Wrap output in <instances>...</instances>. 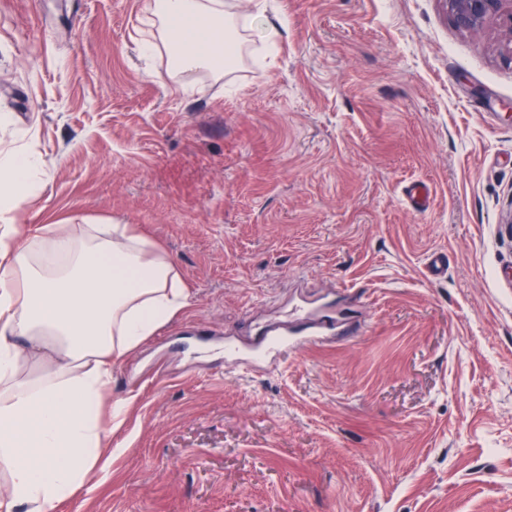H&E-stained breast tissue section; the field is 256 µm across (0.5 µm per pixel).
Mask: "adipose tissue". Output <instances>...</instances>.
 Returning <instances> with one entry per match:
<instances>
[{
	"label": "adipose tissue",
	"mask_w": 512,
	"mask_h": 512,
	"mask_svg": "<svg viewBox=\"0 0 512 512\" xmlns=\"http://www.w3.org/2000/svg\"><path fill=\"white\" fill-rule=\"evenodd\" d=\"M167 53L210 69L236 45L235 0H150ZM44 163L0 152V512H56L106 477L125 403L112 371L190 304L176 263L132 224L12 223ZM38 379L22 375L26 364Z\"/></svg>",
	"instance_id": "adipose-tissue-1"
}]
</instances>
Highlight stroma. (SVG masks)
<instances>
[{"label":"stroma","mask_w":512,"mask_h":512,"mask_svg":"<svg viewBox=\"0 0 512 512\" xmlns=\"http://www.w3.org/2000/svg\"><path fill=\"white\" fill-rule=\"evenodd\" d=\"M144 2L0 0V151L46 164L15 223L136 225L191 290L112 376L109 479L57 512H512V33L266 0L267 62L177 74ZM347 296L359 336L225 351Z\"/></svg>","instance_id":"stroma-1"}]
</instances>
